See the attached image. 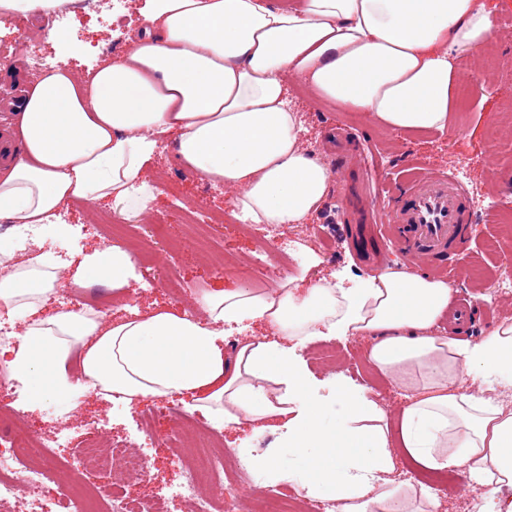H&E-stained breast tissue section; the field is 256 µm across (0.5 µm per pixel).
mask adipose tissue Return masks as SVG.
<instances>
[{
	"instance_id": "1",
	"label": "adipose tissue",
	"mask_w": 512,
	"mask_h": 512,
	"mask_svg": "<svg viewBox=\"0 0 512 512\" xmlns=\"http://www.w3.org/2000/svg\"><path fill=\"white\" fill-rule=\"evenodd\" d=\"M145 27L122 58L85 77H35L19 106L21 150L0 166V219L47 224L82 200L146 198L149 165L173 137L189 169L235 189L255 224H299L318 211L329 168L306 150L285 74L378 125L445 132L456 105L455 53L494 43L486 0H137ZM51 252L16 262L0 243V303L23 323L7 353L30 406L70 409L94 391L141 398L189 396L214 426L250 423L279 432L277 450L241 455L263 480L295 484L341 512L437 508L426 488L395 480L390 428L378 403L340 373L317 380L299 340L369 339V361L409 400L400 438L430 470L467 467L491 488L481 512H512V411L462 392L472 379L512 388V323L477 342L431 330L447 309V282L385 268L352 288L289 278L272 291L211 293L206 321L160 307L110 324L86 314H44L58 286ZM135 263L118 246L83 252L76 283L120 292ZM264 323L234 361L225 329Z\"/></svg>"
}]
</instances>
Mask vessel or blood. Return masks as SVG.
I'll return each mask as SVG.
<instances>
[{"label": "vessel or blood", "mask_w": 512, "mask_h": 512, "mask_svg": "<svg viewBox=\"0 0 512 512\" xmlns=\"http://www.w3.org/2000/svg\"><path fill=\"white\" fill-rule=\"evenodd\" d=\"M467 201L460 183L424 165L411 164L389 204L371 209L369 224L357 236L359 249L381 261L391 246L414 270L452 274L473 231Z\"/></svg>", "instance_id": "b4317fda"}]
</instances>
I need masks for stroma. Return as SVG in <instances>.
Wrapping results in <instances>:
<instances>
[{"instance_id":"1","label":"stroma","mask_w":512,"mask_h":512,"mask_svg":"<svg viewBox=\"0 0 512 512\" xmlns=\"http://www.w3.org/2000/svg\"><path fill=\"white\" fill-rule=\"evenodd\" d=\"M492 2L496 6L494 21L499 37L487 48L457 55L456 65L466 66L471 72L480 71L481 77L473 81L467 99L457 100L445 133L415 134L384 129L369 116L318 97L301 79L288 80L290 99L302 122L300 137L314 157L329 167H336V158L326 156L323 145L330 129L342 127L351 134L349 153H362L379 161L380 181L368 180L362 170L349 171V180L360 190L376 198L384 196L386 188L395 187L403 180L412 154L463 183L476 231L462 250L458 276L452 287L454 291L467 292L474 303L490 314L489 319L475 323L472 336L476 339L503 322L512 323V285L505 288L500 285L504 263L512 259V215L502 214L496 207L501 199L512 200V0ZM125 13L128 23L121 33L113 31L98 13L71 19L57 29L53 28L48 14L17 13L11 22H0V92L19 93L25 80L36 74L34 68L17 67V27H25L28 38L39 42L48 58L83 74L124 55L135 45L144 27L136 11V0H125ZM162 177L174 183L176 195L157 190L156 184ZM149 182L155 187L153 198L146 211L138 216L126 211L124 205L110 202L91 205L72 201L64 209L67 222L79 231L78 247L87 250L101 245L109 219L119 218L145 235L151 233L152 221L163 223L150 266L137 267L136 279L127 291L116 293L99 284L80 285V292L89 301L104 306L108 318L125 316L130 305L144 311L153 303L170 301L192 317L199 307L196 293L235 287L272 288V281L265 278L267 255L236 224H225L220 247L228 260L242 259L251 264L252 273L246 277L214 274L212 251L198 248L186 235L182 209L192 207L201 212L221 209L234 213L233 191L184 167L170 140L161 143L150 166ZM327 198L335 203V223H322L316 215L303 224L270 225L271 236L282 241L294 240L288 255L296 262L301 259L299 248L303 245L327 253V260L310 270V279L334 273L348 287L355 281L378 275V268L357 256L350 237L349 227L358 220V213L352 210L347 198L340 196L338 186L330 187ZM477 269L488 274L486 283H478L474 278ZM328 344L336 350V357L330 362L319 358V342L311 341L302 347L310 372L320 380L342 373L366 389L388 421H395L407 400L403 390L369 363L368 340L351 336L329 339ZM156 406L174 409L182 417L187 414L176 398L161 401L149 398L133 407L119 408L92 395L67 414L56 402H45L40 410L28 414L27 421L48 432L65 429L69 443L67 447L55 449L48 459L52 465L62 456L83 461L82 443L89 436L104 444L113 440L132 443L145 456L153 479L147 485L129 483L125 491L143 497L167 493L173 476V463L166 449L159 446L168 432V421L157 420L148 426L141 422L144 410ZM89 419L94 421V428H86Z\"/></svg>"}]
</instances>
